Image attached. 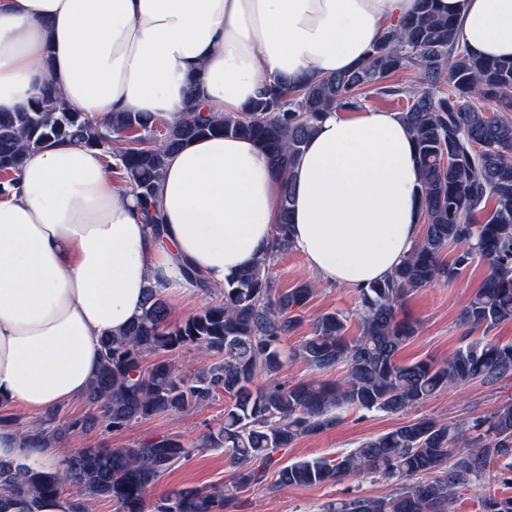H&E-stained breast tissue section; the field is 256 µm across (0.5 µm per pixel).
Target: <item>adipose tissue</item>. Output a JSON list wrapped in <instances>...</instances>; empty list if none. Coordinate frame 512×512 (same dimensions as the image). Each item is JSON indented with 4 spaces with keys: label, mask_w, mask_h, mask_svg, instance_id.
<instances>
[{
    "label": "adipose tissue",
    "mask_w": 512,
    "mask_h": 512,
    "mask_svg": "<svg viewBox=\"0 0 512 512\" xmlns=\"http://www.w3.org/2000/svg\"><path fill=\"white\" fill-rule=\"evenodd\" d=\"M476 55L512 59V0H437ZM415 0H0V112L52 79L75 111L179 120L197 83L214 112H241L276 78L364 65ZM292 191L289 237L322 281L368 287L422 225L417 152L399 113L330 110L291 186L250 139L214 135L170 154L156 241L99 150L29 153L0 194V402L39 414L85 397L101 341L139 317L149 286L180 294L182 261L212 287L265 254Z\"/></svg>",
    "instance_id": "ef3b65f1"
}]
</instances>
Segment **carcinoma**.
Returning <instances> with one entry per match:
<instances>
[{
	"mask_svg": "<svg viewBox=\"0 0 512 512\" xmlns=\"http://www.w3.org/2000/svg\"><path fill=\"white\" fill-rule=\"evenodd\" d=\"M397 74L411 79L391 82ZM370 96L406 102L400 115L418 152L423 232L388 278L357 289L356 335H346V315L327 312L314 319L310 336L294 350L315 371L344 367L343 378L314 384L279 377L282 342L301 324L302 309L317 288L302 281L283 289L273 272L278 256L291 248L292 196L286 191L279 235L254 266L215 290L191 264L181 265L191 287L216 292L218 301L173 323L164 293L150 286L136 321L102 341L98 374L86 395L89 412L64 415L54 409L25 439L33 448H58L67 435L98 425L119 432L220 394L229 399L224 421L193 444L174 434L135 448L88 444L66 453L56 470L24 457L1 459L0 512H38L43 499L71 486L79 489L72 512H87L94 499L111 501L116 512H226L235 496L222 487L181 489L155 502L148 492L202 448L224 449L236 468L233 488L257 485L278 449L336 425L340 409L407 413L447 388L473 381L492 386L512 377V344L471 338L477 330L486 335L512 321V62L471 54L460 43L456 21L440 13L435 0H416L413 13L383 33L364 65L312 81L266 83L243 112L205 111L193 86L177 122H154L134 112L97 120L71 110L48 80L25 106L0 112V192L14 183L29 152L57 141L96 147L137 197L145 223L161 240L164 221L155 198L165 158L183 144L216 134L249 138L290 181L325 112L357 111ZM475 99L495 102L499 110H481L472 104ZM446 155L453 161L445 165ZM450 245L458 252L446 264L441 255ZM476 259L488 273L458 317L465 343L441 363L400 362L416 325L399 318L398 308L421 288L454 282ZM187 349L212 362L182 377L168 355ZM499 459L502 471L511 473V402L469 426L409 420L334 461L303 459L281 466L277 484L305 487L373 473L399 480L400 487L388 497L331 503L326 512H448L455 488ZM438 469L445 475L422 479ZM482 512H512V496L486 497Z\"/></svg>",
	"mask_w": 512,
	"mask_h": 512,
	"instance_id": "1",
	"label": "carcinoma"
}]
</instances>
